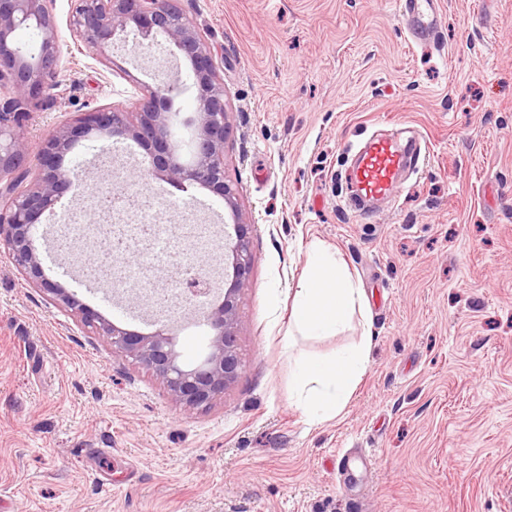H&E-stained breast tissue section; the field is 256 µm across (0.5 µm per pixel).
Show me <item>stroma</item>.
<instances>
[{
    "mask_svg": "<svg viewBox=\"0 0 512 512\" xmlns=\"http://www.w3.org/2000/svg\"><path fill=\"white\" fill-rule=\"evenodd\" d=\"M440 2L433 43L411 37L394 0H178L220 65L227 174L254 226L242 374L184 411L0 249V512H512V0ZM71 9L56 0L61 86L23 130L32 147L92 108L134 109L165 65L180 71L173 110L193 118L197 90L171 42L124 28L109 72L77 50ZM391 120L423 136L426 161L394 205L355 212L348 149ZM141 159L123 138L79 140L64 164L86 175L43 224L81 212L108 179L106 234L143 223L140 182L116 178ZM158 189L170 234L188 213L223 233L209 191L190 189L188 208ZM314 242L342 253L371 324L359 387L320 423L294 403V361L331 358L362 327L286 347L288 291ZM41 258L103 317L154 331L125 290L66 273L56 245ZM122 262L147 288L171 285L174 258L152 234ZM177 323L190 368L209 335L190 315Z\"/></svg>",
    "mask_w": 512,
    "mask_h": 512,
    "instance_id": "stroma-1",
    "label": "stroma"
}]
</instances>
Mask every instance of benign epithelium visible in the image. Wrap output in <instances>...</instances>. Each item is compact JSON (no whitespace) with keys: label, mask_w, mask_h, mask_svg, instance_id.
Here are the masks:
<instances>
[{"label":"benign epithelium","mask_w":512,"mask_h":512,"mask_svg":"<svg viewBox=\"0 0 512 512\" xmlns=\"http://www.w3.org/2000/svg\"><path fill=\"white\" fill-rule=\"evenodd\" d=\"M52 2L0 0V200L6 201L0 206V247L8 250L35 286L84 325L111 337L113 353L131 359L159 379L173 402L189 411L205 408L242 373L238 296L248 286L253 266L252 225L242 220L237 188L226 175L229 110L220 68L204 36L171 0H73L69 30L74 43L106 69H112L106 50L117 28L129 25L146 35L163 34L189 62L198 91L191 159H182L170 132L167 102L178 90L174 83L144 88L134 113L112 105L82 112L72 124L55 129L35 150L23 127L57 89L60 74ZM23 29L41 36L38 54L32 58L18 49V33ZM116 136L132 140L142 150L146 167L130 170V178H157L183 189L200 186L221 198L234 217L235 240L228 246L233 280L224 299L206 312L214 334L207 358L191 369L178 364L166 325L151 333L121 328L43 273L35 229L79 178L77 169L63 167L64 156L81 138ZM214 279L213 269L198 263L182 270L179 282L189 285L191 293L183 302L209 294Z\"/></svg>","instance_id":"7a95c632"}]
</instances>
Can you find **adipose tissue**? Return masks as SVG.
Returning a JSON list of instances; mask_svg holds the SVG:
<instances>
[{
    "label": "adipose tissue",
    "mask_w": 512,
    "mask_h": 512,
    "mask_svg": "<svg viewBox=\"0 0 512 512\" xmlns=\"http://www.w3.org/2000/svg\"><path fill=\"white\" fill-rule=\"evenodd\" d=\"M364 309V292L339 253L319 244L307 252V273L293 290L289 336H333ZM369 362V345L339 352L325 362L298 360L296 406L311 420L338 416L354 395Z\"/></svg>",
    "instance_id": "obj_1"
}]
</instances>
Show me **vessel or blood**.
Listing matches in <instances>:
<instances>
[{"label": "vessel or blood", "instance_id": "obj_1", "mask_svg": "<svg viewBox=\"0 0 512 512\" xmlns=\"http://www.w3.org/2000/svg\"><path fill=\"white\" fill-rule=\"evenodd\" d=\"M398 12L414 39L436 35L441 21L438 0H398ZM425 157L424 140L413 131L367 139L357 148L347 171L352 188L350 207L361 210L376 201L394 200L403 173L419 169Z\"/></svg>", "mask_w": 512, "mask_h": 512}]
</instances>
